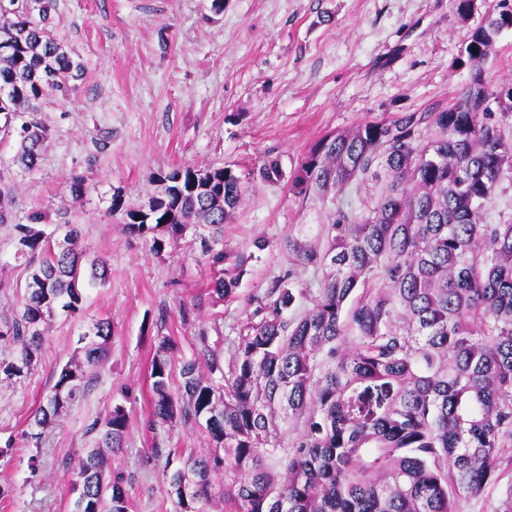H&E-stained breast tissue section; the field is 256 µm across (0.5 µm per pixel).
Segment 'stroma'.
<instances>
[{
	"instance_id": "obj_1",
	"label": "stroma",
	"mask_w": 512,
	"mask_h": 512,
	"mask_svg": "<svg viewBox=\"0 0 512 512\" xmlns=\"http://www.w3.org/2000/svg\"><path fill=\"white\" fill-rule=\"evenodd\" d=\"M497 3L475 0L464 18L453 0H224L219 13L212 0H57L56 33L86 75L69 99H46L38 169L10 166V139L0 142V162L15 218L43 210L77 224L80 249L104 260L110 276L85 284L79 317L50 318L30 372L0 382V486L13 489L0 512H70L73 474L61 462L94 446L87 425L117 405L127 429L107 471L123 478L130 512H176L168 453L185 458L214 444L196 425H153L158 337L175 342L171 388L197 353L199 330L229 361L258 297L288 271V235L327 221L321 199L291 190L302 159L364 121L448 106L471 78L459 64L466 34ZM270 160L282 171L275 181L261 176ZM185 164L230 168L247 189L224 226L225 255L244 259L233 297L212 293L214 270L195 235L157 252L110 213L113 197L139 206L156 189L153 173ZM76 177L89 186L84 196L70 192ZM26 278L14 229L0 224V317L16 311ZM100 319L112 324L104 364L33 445L37 408ZM499 471L458 512H496L512 486V444Z\"/></svg>"
}]
</instances>
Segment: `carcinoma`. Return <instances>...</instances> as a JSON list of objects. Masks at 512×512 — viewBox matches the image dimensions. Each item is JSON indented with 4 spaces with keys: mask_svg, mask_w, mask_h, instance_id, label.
Returning a JSON list of instances; mask_svg holds the SVG:
<instances>
[{
    "mask_svg": "<svg viewBox=\"0 0 512 512\" xmlns=\"http://www.w3.org/2000/svg\"><path fill=\"white\" fill-rule=\"evenodd\" d=\"M507 0L466 36L470 84L448 107L369 120L328 135L308 152L292 184L329 202L318 233L288 235L293 268L274 282L246 324L224 372L200 333L203 359L182 363L168 387L172 344L151 363L153 417L203 427L224 455L189 458L169 476L196 495L178 512H209L211 478L224 471L226 512H458L496 474L512 442V221L484 214L512 179V83L489 85L483 67L512 14ZM56 0H8L0 8V136H17L12 164L35 170L49 133L38 118L50 95L66 99L85 66L54 34ZM147 208L112 198V215L134 234L162 227L175 242L191 225L216 268L212 290L237 287L224 262V223L245 188L226 167L183 165L151 177ZM368 189L362 207L342 198ZM11 185L0 176V224L12 222ZM14 224L16 256L31 269L21 310L0 320L16 349L0 377L20 378L37 361L44 324L83 300L79 231L49 215ZM322 273L321 288H293L297 270ZM312 307L288 317L300 300ZM112 335L107 319L79 338L85 361L66 363L35 415L40 428L89 384ZM122 407L94 420L100 436L75 464L82 485L72 512H129L122 479H106L103 449L121 447Z\"/></svg>",
    "mask_w": 512,
    "mask_h": 512,
    "instance_id": "carcinoma-1",
    "label": "carcinoma"
}]
</instances>
